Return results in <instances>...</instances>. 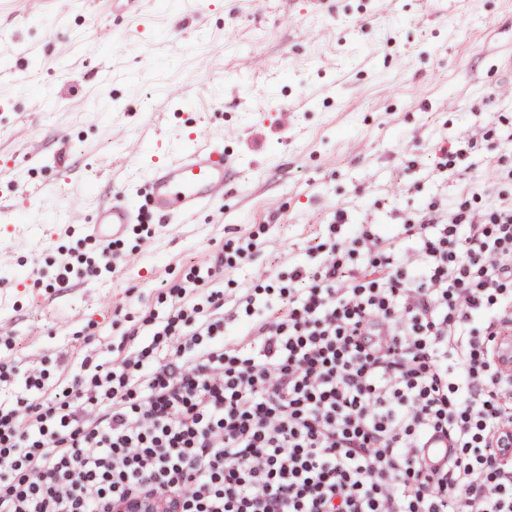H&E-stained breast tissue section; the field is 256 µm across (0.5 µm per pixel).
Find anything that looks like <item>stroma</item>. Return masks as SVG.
<instances>
[{
  "label": "stroma",
  "instance_id": "obj_1",
  "mask_svg": "<svg viewBox=\"0 0 512 512\" xmlns=\"http://www.w3.org/2000/svg\"><path fill=\"white\" fill-rule=\"evenodd\" d=\"M217 141L234 179L160 223L153 158ZM465 159L436 169L446 146ZM512 0H0V335L70 373L90 329L119 344L191 269L224 299L286 286L337 211L403 245L432 199L512 198ZM120 198L140 213L111 276L53 291L62 255ZM258 245L234 256L238 238Z\"/></svg>",
  "mask_w": 512,
  "mask_h": 512
}]
</instances>
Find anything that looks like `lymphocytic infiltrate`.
I'll use <instances>...</instances> for the list:
<instances>
[{"label":"lymphocytic infiltrate","instance_id":"f902f5d3","mask_svg":"<svg viewBox=\"0 0 512 512\" xmlns=\"http://www.w3.org/2000/svg\"><path fill=\"white\" fill-rule=\"evenodd\" d=\"M406 246L359 227L307 245L281 288L226 309L193 269L129 327L116 358L64 377L0 339V512H512V201H431ZM370 252L367 267L348 259ZM111 243L58 263L52 288L115 270ZM444 437L450 455L429 467ZM114 512H173L163 501L155 498H133L124 500Z\"/></svg>","mask_w":512,"mask_h":512}]
</instances>
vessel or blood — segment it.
<instances>
[{
    "label": "vessel or blood",
    "instance_id": "vessel-or-blood-1",
    "mask_svg": "<svg viewBox=\"0 0 512 512\" xmlns=\"http://www.w3.org/2000/svg\"><path fill=\"white\" fill-rule=\"evenodd\" d=\"M232 166V160L214 146H195L176 158L155 161L147 183L153 211L167 222L196 213L223 193ZM137 219L129 205L117 201L97 209L91 230L107 241Z\"/></svg>",
    "mask_w": 512,
    "mask_h": 512
}]
</instances>
